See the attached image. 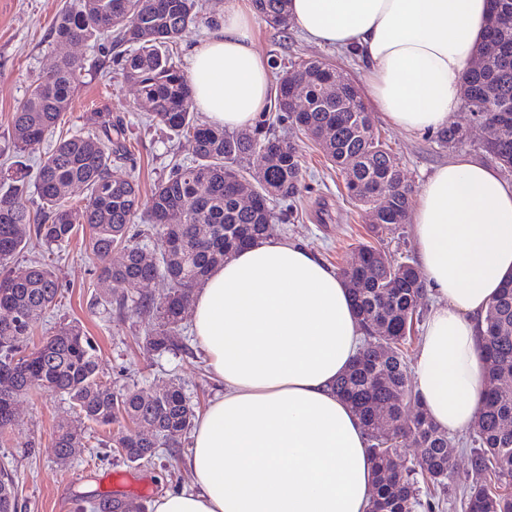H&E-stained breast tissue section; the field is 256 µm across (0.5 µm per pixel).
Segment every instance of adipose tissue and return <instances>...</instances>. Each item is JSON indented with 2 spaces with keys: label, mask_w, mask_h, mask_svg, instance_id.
Segmentation results:
<instances>
[{
  "label": "adipose tissue",
  "mask_w": 512,
  "mask_h": 512,
  "mask_svg": "<svg viewBox=\"0 0 512 512\" xmlns=\"http://www.w3.org/2000/svg\"><path fill=\"white\" fill-rule=\"evenodd\" d=\"M488 0H292L291 23L365 64L363 90L392 126L447 127L488 24ZM190 57L195 102L211 124L252 127L267 109L268 60L237 4ZM435 303L413 380L442 430L474 424L487 360L479 332L512 278V176L460 154L423 184L412 216ZM192 329L224 385L192 431L190 487L152 512H368L374 467L362 422L335 383L356 357L359 320L340 274L298 242L267 236L196 288Z\"/></svg>",
  "instance_id": "ef3b65f1"
}]
</instances>
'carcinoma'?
<instances>
[{"instance_id": "cac0c4a2", "label": "carcinoma", "mask_w": 512, "mask_h": 512, "mask_svg": "<svg viewBox=\"0 0 512 512\" xmlns=\"http://www.w3.org/2000/svg\"><path fill=\"white\" fill-rule=\"evenodd\" d=\"M258 18L284 31L290 25V0H253ZM497 23H488L484 45L496 50L463 81L467 112L488 119V137L480 149L512 171V0H489ZM198 19L197 0H78L57 16L54 37L64 42L100 43L102 52L120 61L124 78L153 105L150 117L175 136L189 135L195 159L173 166L151 194L148 223L161 229L166 243L179 249L174 259L137 242L144 231L132 230L141 207L138 184L115 174L114 162L126 151V128L112 122L108 112H89L85 127L61 139L37 167L30 199L23 170L25 160L54 133L61 113L69 109L84 63L77 57L59 60L31 86L13 116L15 171L0 179V438L14 425L18 398L34 388L66 396L79 415L97 426L124 419L134 426L115 446L131 462H149L158 448H174L193 425L195 410L176 384L146 399L138 390L115 392L98 375V345L77 322L59 327L30 349L28 341L59 295L54 268L37 262L28 277L16 279L11 260L28 245L33 230L47 247L68 243L74 228L90 229L86 250L95 260L99 287L112 303V286L130 288L157 277L172 283L161 302L143 297L132 309L153 314L158 327L145 337L146 348L158 354L174 351L183 308L210 271L224 256L270 234L277 216L273 200L295 196L303 179L299 146L254 132H228L197 121L191 78L173 61L168 44ZM301 84L304 96L290 89ZM336 69L321 61L284 66L270 97L276 119L286 120L318 143L326 159L346 174L350 197L365 211H376L375 232L393 231L408 221L414 189L403 176L394 155L373 130L370 113L358 88L344 85L332 92ZM465 132L448 126L438 141L450 147L465 142ZM264 165L256 184L257 205H238L241 181ZM86 196L69 202V189ZM184 223L168 224L173 211ZM210 225L200 238L196 225ZM123 249L125 260L112 261ZM362 266L341 270L364 342L349 369L336 380V393L349 402L365 428L368 453L375 470L371 512H435L445 507L437 496L453 483L451 457L455 440L429 418L408 371L404 345L424 288L422 274L408 261H395L372 244L359 248ZM481 347L488 360L487 383L478 417L472 427L471 466L483 474L481 484L467 487L459 499L462 512H512V279L490 303ZM153 426L143 437L141 424ZM412 440L422 448L420 460L398 463L400 449ZM54 447L70 456L83 447L67 424L58 425ZM0 512H15L13 477L0 470Z\"/></svg>"}]
</instances>
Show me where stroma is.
I'll return each mask as SVG.
<instances>
[{
  "label": "stroma",
  "mask_w": 512,
  "mask_h": 512,
  "mask_svg": "<svg viewBox=\"0 0 512 512\" xmlns=\"http://www.w3.org/2000/svg\"><path fill=\"white\" fill-rule=\"evenodd\" d=\"M74 0H0V165L10 156L8 146L11 119L27 90L61 58L77 56L85 69L77 83L72 105L57 128L68 135L83 128L85 116L107 112L126 127L127 162L118 174L132 175L139 183L142 198H149L157 182L175 163L194 158V143L176 138L160 125L152 124L135 88L121 75L116 63L104 58L92 45L75 46L56 41L52 26L59 11ZM230 0H199V19L173 44L175 59L187 65L191 48L219 31L220 20ZM254 47L263 56L278 55L282 62L326 61L361 81L359 59L345 51L310 43L296 28L283 31L257 22ZM376 134L397 158L408 183L421 188L431 173L447 163L453 154L481 157V133L473 128L468 112L459 111L452 124L466 129L465 144L450 149L437 141L436 134L404 132L379 115H372ZM303 180L295 198L275 202L280 218L274 236L299 240L332 268L353 262L359 244L382 247L388 257L401 261L414 257L410 225L375 234L365 211L356 206L345 188V176L325 158L317 143L298 136ZM89 231L78 227L61 252H48L38 240H30L27 250L11 263L14 273L28 269L32 259L49 257L59 280V304L47 312L37 336L51 334L59 324L78 321L98 347L99 376L114 390L131 387L147 393L179 384L196 411H204L217 390L216 380L192 332L189 320H182V351L158 355L147 351L144 338L155 324L151 315L133 310L119 311L102 299L94 274V264L85 251ZM69 423L85 446L76 455L63 459L56 455L54 429ZM121 424L95 426L76 413L66 398L37 391L16 404L12 430L0 440V466L15 476L16 512H76L78 504L111 500L114 512H148L151 502L166 491L187 487L191 478L184 457L191 445L182 438L179 447L157 449L151 463L128 461L112 445Z\"/></svg>",
  "instance_id": "obj_1"
}]
</instances>
